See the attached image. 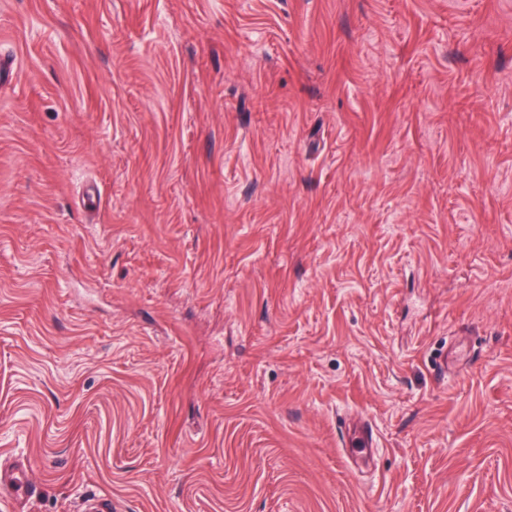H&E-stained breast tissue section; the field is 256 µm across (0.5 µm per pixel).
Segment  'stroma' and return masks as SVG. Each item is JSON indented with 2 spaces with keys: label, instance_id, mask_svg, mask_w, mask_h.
<instances>
[{
  "label": "stroma",
  "instance_id": "35a3bbf8",
  "mask_svg": "<svg viewBox=\"0 0 512 512\" xmlns=\"http://www.w3.org/2000/svg\"><path fill=\"white\" fill-rule=\"evenodd\" d=\"M0 456L29 512H512V0H0ZM374 436L372 428L364 422H358L349 426L345 446L347 453L368 462L371 459ZM4 492L20 503L31 499L34 490L27 465L4 466L0 461V493Z\"/></svg>",
  "mask_w": 512,
  "mask_h": 512
}]
</instances>
